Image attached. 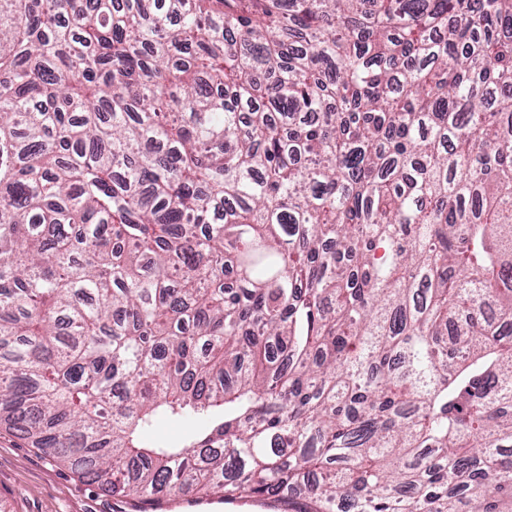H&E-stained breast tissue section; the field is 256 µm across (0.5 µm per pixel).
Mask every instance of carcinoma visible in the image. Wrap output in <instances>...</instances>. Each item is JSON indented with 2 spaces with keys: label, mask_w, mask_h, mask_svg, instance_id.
Returning a JSON list of instances; mask_svg holds the SVG:
<instances>
[{
  "label": "carcinoma",
  "mask_w": 512,
  "mask_h": 512,
  "mask_svg": "<svg viewBox=\"0 0 512 512\" xmlns=\"http://www.w3.org/2000/svg\"><path fill=\"white\" fill-rule=\"evenodd\" d=\"M114 2L0 0V423L141 508L512 512V0ZM195 426L193 421H182L179 423L164 422L146 434L148 440L165 439L176 440L182 438Z\"/></svg>",
  "instance_id": "obj_1"
}]
</instances>
